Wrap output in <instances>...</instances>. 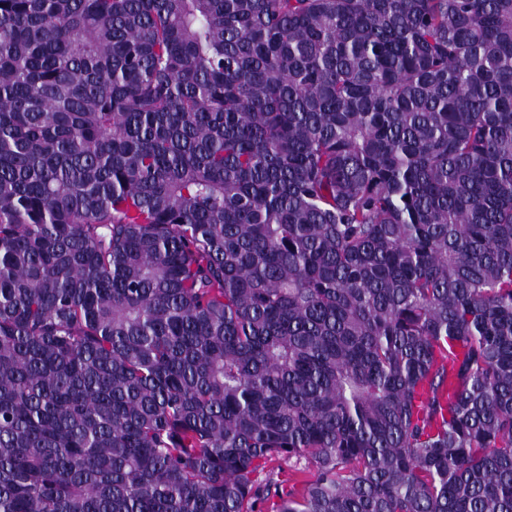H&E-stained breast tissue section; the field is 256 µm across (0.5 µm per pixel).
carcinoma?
Wrapping results in <instances>:
<instances>
[{"instance_id": "carcinoma-1", "label": "carcinoma", "mask_w": 512, "mask_h": 512, "mask_svg": "<svg viewBox=\"0 0 512 512\" xmlns=\"http://www.w3.org/2000/svg\"><path fill=\"white\" fill-rule=\"evenodd\" d=\"M0 512H512V0H0Z\"/></svg>"}]
</instances>
